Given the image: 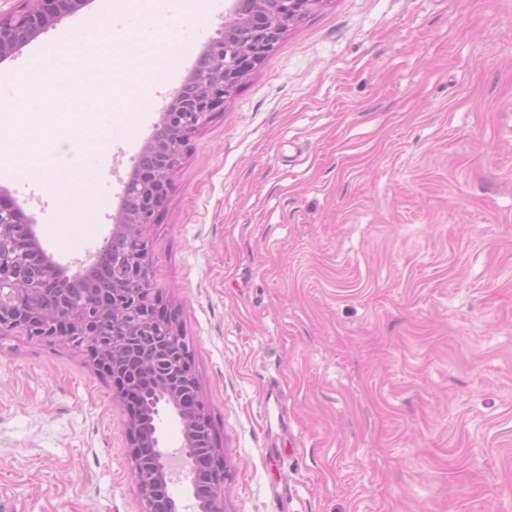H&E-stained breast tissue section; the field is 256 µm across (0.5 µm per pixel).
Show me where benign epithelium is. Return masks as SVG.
Listing matches in <instances>:
<instances>
[{"instance_id":"7a95c632","label":"benign epithelium","mask_w":512,"mask_h":512,"mask_svg":"<svg viewBox=\"0 0 512 512\" xmlns=\"http://www.w3.org/2000/svg\"><path fill=\"white\" fill-rule=\"evenodd\" d=\"M21 13H0V62L37 38L49 26L73 15L91 0H28ZM324 0H254L249 14L232 0L224 35L247 24L256 38L245 44H210L188 79L193 93L179 91L161 112L156 137L141 151L124 193L138 199V210L124 207L103 249L89 269L113 260L126 267L123 285L98 291L86 280L88 269L69 275L38 241L23 211L0 197V335L18 330L28 336H57L83 349L104 370L126 407V435L143 512H181L171 492L174 476L187 483L193 512H227L223 455L210 449L213 462L202 466L200 443L209 437V419L197 379L184 357L189 346L175 314L150 298V260L146 231L155 223L171 190V174L191 136L207 124L248 74L275 47L281 30L305 19ZM170 414L180 428L176 447L160 429Z\"/></svg>"}]
</instances>
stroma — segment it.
I'll use <instances>...</instances> for the list:
<instances>
[{"mask_svg": "<svg viewBox=\"0 0 512 512\" xmlns=\"http://www.w3.org/2000/svg\"><path fill=\"white\" fill-rule=\"evenodd\" d=\"M111 21L91 0L0 72ZM0 191L72 274L121 206L62 227ZM147 240L228 512H512V0H327L192 135ZM125 420L82 351L0 335V512H142Z\"/></svg>", "mask_w": 512, "mask_h": 512, "instance_id": "stroma-1", "label": "stroma"}]
</instances>
